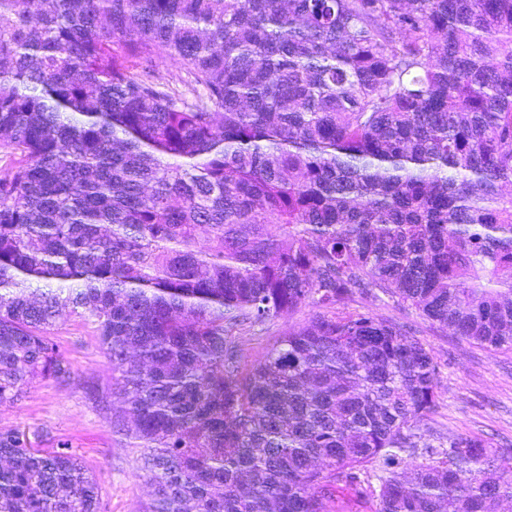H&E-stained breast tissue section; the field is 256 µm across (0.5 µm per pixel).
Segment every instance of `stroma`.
<instances>
[{
    "label": "stroma",
    "mask_w": 512,
    "mask_h": 512,
    "mask_svg": "<svg viewBox=\"0 0 512 512\" xmlns=\"http://www.w3.org/2000/svg\"><path fill=\"white\" fill-rule=\"evenodd\" d=\"M358 305L373 317L413 328L440 366L436 407L417 422L419 432L441 442L478 437L492 450L512 456V350L475 344L418 309L385 297L363 298ZM314 314L307 306L242 333L245 364L256 363ZM50 334L70 363V379L36 381L21 403L0 406V431L17 429L35 446L75 452L98 478L101 512H145L152 487L138 468L134 441L112 428L91 394L112 382V364L99 348L92 325L66 310Z\"/></svg>",
    "instance_id": "1"
}]
</instances>
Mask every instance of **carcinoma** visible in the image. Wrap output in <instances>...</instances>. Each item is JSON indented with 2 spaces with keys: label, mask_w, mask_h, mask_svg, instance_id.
Listing matches in <instances>:
<instances>
[{
  "label": "carcinoma",
  "mask_w": 512,
  "mask_h": 512,
  "mask_svg": "<svg viewBox=\"0 0 512 512\" xmlns=\"http://www.w3.org/2000/svg\"><path fill=\"white\" fill-rule=\"evenodd\" d=\"M166 57L192 99L132 72ZM0 149V405L70 376L60 311L93 323L147 512L512 498L476 437L403 467L440 366L352 307L512 349V0H0ZM307 304L242 366L241 333ZM99 509L69 449L0 431V512ZM334 512H376V501L359 500L352 491L339 489L336 492V511Z\"/></svg>",
  "instance_id": "1"
}]
</instances>
